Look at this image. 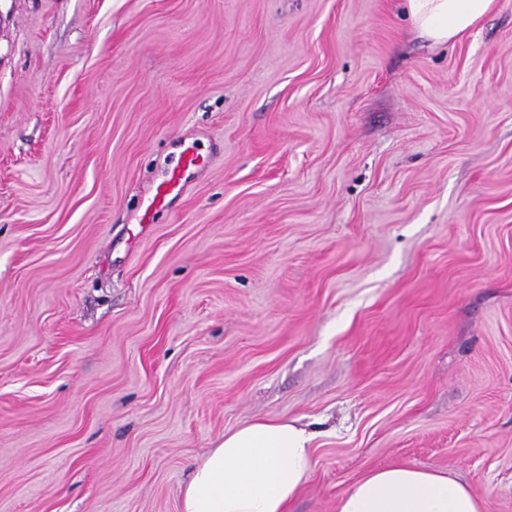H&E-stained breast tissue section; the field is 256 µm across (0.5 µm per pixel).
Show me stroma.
<instances>
[{
    "label": "stroma",
    "mask_w": 512,
    "mask_h": 512,
    "mask_svg": "<svg viewBox=\"0 0 512 512\" xmlns=\"http://www.w3.org/2000/svg\"><path fill=\"white\" fill-rule=\"evenodd\" d=\"M256 418L315 435L291 512H512V0H0V512H180ZM495 4L496 0H407V11L422 35L444 43L467 35ZM199 165V157L194 152H190L189 148H186L182 154L181 164L158 184L155 192L149 198L141 220L150 219V212L166 207L170 200L180 195L187 178ZM337 512H484L482 500L448 471L392 466L367 472Z\"/></svg>",
    "instance_id": "obj_1"
}]
</instances>
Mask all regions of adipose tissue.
<instances>
[{"label": "adipose tissue", "mask_w": 512, "mask_h": 512, "mask_svg": "<svg viewBox=\"0 0 512 512\" xmlns=\"http://www.w3.org/2000/svg\"><path fill=\"white\" fill-rule=\"evenodd\" d=\"M496 0H407L419 32L437 43L467 35ZM313 437L287 420L256 419L225 433L194 469L180 512H287L312 465ZM337 512H484L482 500L448 471L392 466L367 472Z\"/></svg>", "instance_id": "ef3b65f1"}]
</instances>
